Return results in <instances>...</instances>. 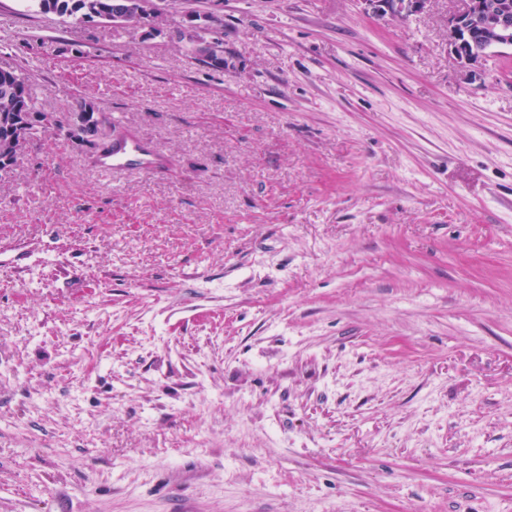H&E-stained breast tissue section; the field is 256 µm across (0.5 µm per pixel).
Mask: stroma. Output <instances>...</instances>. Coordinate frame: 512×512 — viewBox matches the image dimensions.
I'll return each mask as SVG.
<instances>
[{
    "mask_svg": "<svg viewBox=\"0 0 512 512\" xmlns=\"http://www.w3.org/2000/svg\"><path fill=\"white\" fill-rule=\"evenodd\" d=\"M154 5L0 0V68L98 118L0 174V512H512V49L460 66L465 0ZM121 126L168 168L99 173ZM30 6L36 7L42 12H53L61 17L70 18L82 15L88 18L102 19L105 15L112 14L107 20L116 23H129L133 17L146 16L130 22L141 25L154 21L147 15L155 14L153 0H28Z\"/></svg>",
    "mask_w": 512,
    "mask_h": 512,
    "instance_id": "35a3bbf8",
    "label": "stroma"
}]
</instances>
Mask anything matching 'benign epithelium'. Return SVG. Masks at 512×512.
<instances>
[{
	"mask_svg": "<svg viewBox=\"0 0 512 512\" xmlns=\"http://www.w3.org/2000/svg\"><path fill=\"white\" fill-rule=\"evenodd\" d=\"M155 14L153 0H115L112 15L107 20L113 23H128L132 18ZM453 52L465 67L484 59L477 53L476 45L484 43L488 48L512 49V8L506 4H486L483 0H468L466 9L451 19ZM197 55L208 64L224 67V54L212 44L198 42Z\"/></svg>",
	"mask_w": 512,
	"mask_h": 512,
	"instance_id": "obj_1",
	"label": "benign epithelium"
}]
</instances>
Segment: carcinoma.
<instances>
[{"label": "carcinoma", "instance_id": "cac0c4a2", "mask_svg": "<svg viewBox=\"0 0 512 512\" xmlns=\"http://www.w3.org/2000/svg\"><path fill=\"white\" fill-rule=\"evenodd\" d=\"M32 7L42 12H53L62 17L84 15L103 18L112 13V0H29ZM82 123V133L94 131L98 123L95 107L87 102L75 112ZM49 132H56L53 116L34 111V103L26 80L16 71L0 68V166L9 167L27 140L34 135L36 124Z\"/></svg>", "mask_w": 512, "mask_h": 512}]
</instances>
